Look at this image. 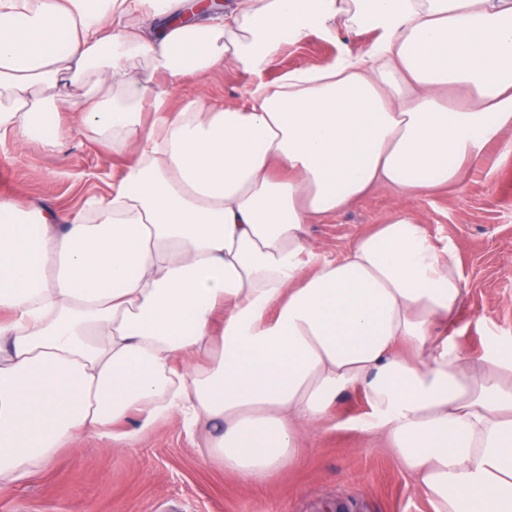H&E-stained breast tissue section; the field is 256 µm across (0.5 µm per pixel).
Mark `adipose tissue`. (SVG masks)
Wrapping results in <instances>:
<instances>
[{"instance_id": "obj_1", "label": "adipose tissue", "mask_w": 512, "mask_h": 512, "mask_svg": "<svg viewBox=\"0 0 512 512\" xmlns=\"http://www.w3.org/2000/svg\"><path fill=\"white\" fill-rule=\"evenodd\" d=\"M0 0V143L53 149L60 100L131 161L94 223L0 197V480L83 434L132 446L175 420L220 424L209 452L259 481L356 390L434 512H512V342L449 336L454 249L397 213L319 254L308 226L382 189L456 185L512 129V0ZM372 48L252 86L236 105L168 108L126 67L171 81L230 62L263 72L336 22ZM454 88L463 105L448 104ZM154 114L144 126L143 112ZM139 426L121 430L129 415Z\"/></svg>"}]
</instances>
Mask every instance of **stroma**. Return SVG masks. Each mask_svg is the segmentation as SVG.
Here are the masks:
<instances>
[{
  "label": "stroma",
  "instance_id": "stroma-1",
  "mask_svg": "<svg viewBox=\"0 0 512 512\" xmlns=\"http://www.w3.org/2000/svg\"><path fill=\"white\" fill-rule=\"evenodd\" d=\"M375 33L337 24L332 36L311 35L288 45L260 79L330 65L342 52L368 49ZM127 67L148 93L168 90L170 111L189 100L234 104L255 79L227 65L207 75L169 82L157 57L130 58ZM86 86L72 84L61 118L68 133L55 150L0 146V196L40 210L83 216V203L108 196L126 167L125 154L84 126L75 106ZM424 224L438 247L454 248L464 294L451 333L472 356L490 339H512V154L486 148L461 185L399 197L373 192L309 226L319 252L338 256L356 235L374 230L397 211ZM369 411L361 393L348 392L331 417L307 431L294 463L261 482L226 472L202 440L177 422L141 432L129 449H111L92 434L61 451L19 482H0V512H323L344 503L348 512H434L385 437L355 426Z\"/></svg>",
  "mask_w": 512,
  "mask_h": 512
}]
</instances>
